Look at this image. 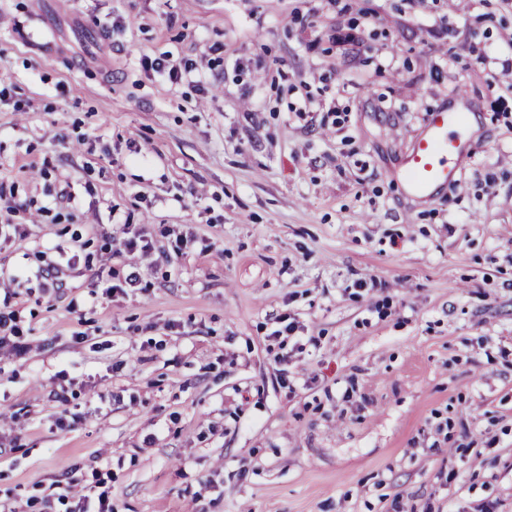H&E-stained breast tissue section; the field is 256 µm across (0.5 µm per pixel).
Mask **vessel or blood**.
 <instances>
[{
    "mask_svg": "<svg viewBox=\"0 0 512 512\" xmlns=\"http://www.w3.org/2000/svg\"><path fill=\"white\" fill-rule=\"evenodd\" d=\"M464 107L460 101L429 113L423 133L404 160L406 196L425 200L458 181L461 159L476 149L466 128Z\"/></svg>",
    "mask_w": 512,
    "mask_h": 512,
    "instance_id": "1",
    "label": "vessel or blood"
}]
</instances>
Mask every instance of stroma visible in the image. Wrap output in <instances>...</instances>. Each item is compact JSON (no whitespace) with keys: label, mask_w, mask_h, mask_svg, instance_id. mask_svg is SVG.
I'll return each instance as SVG.
<instances>
[{"label":"stroma","mask_w":512,"mask_h":512,"mask_svg":"<svg viewBox=\"0 0 512 512\" xmlns=\"http://www.w3.org/2000/svg\"><path fill=\"white\" fill-rule=\"evenodd\" d=\"M510 59L512 0H0V512L71 468L112 512H512ZM461 92L480 149L407 202ZM142 62L146 68L158 76L168 79L173 84H178L183 79H190L201 93L209 90L210 82L206 78L203 67L193 60L174 58L173 55H162L153 59L145 56L142 58ZM23 335L15 322V314L12 311L0 310V346H10L15 354L23 355L30 348L28 343L21 340Z\"/></svg>","instance_id":"1"}]
</instances>
